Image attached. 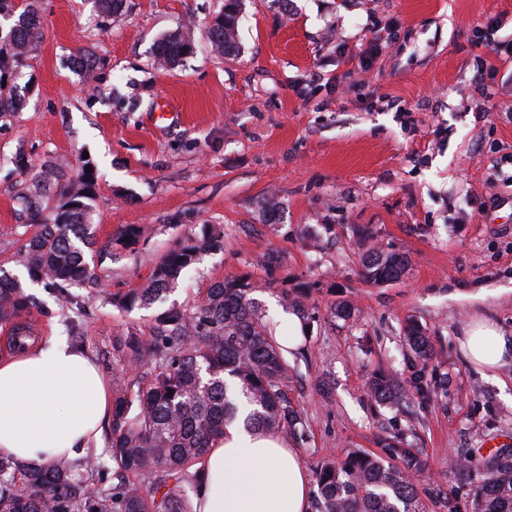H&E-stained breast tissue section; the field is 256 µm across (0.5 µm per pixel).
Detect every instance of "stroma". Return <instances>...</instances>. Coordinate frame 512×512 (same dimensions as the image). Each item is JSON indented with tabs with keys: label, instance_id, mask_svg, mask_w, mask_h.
Masks as SVG:
<instances>
[{
	"label": "stroma",
	"instance_id": "stroma-1",
	"mask_svg": "<svg viewBox=\"0 0 512 512\" xmlns=\"http://www.w3.org/2000/svg\"><path fill=\"white\" fill-rule=\"evenodd\" d=\"M29 2L44 38L17 81L25 108L0 119V269L18 273L36 232L16 196L44 164L96 176L98 279L66 311L53 289L29 286L36 342L76 339L111 375L113 337L150 335L155 311L110 297L215 227L222 248L169 298L191 305L247 278L280 336L285 297L301 301L288 399L306 422L291 446L308 476L353 451L389 459L393 444L425 464L421 512H471L475 474L449 459L512 448V355L484 368L460 346L479 318L512 336V58L490 50L512 36V0H245L228 56L207 40L224 0H124L108 18L94 0ZM178 29L193 54L156 67L158 41ZM79 50L92 75L74 64ZM491 57L506 85L489 103L473 75ZM164 99L174 116L153 122ZM131 226L148 232L122 244ZM375 249L407 258L399 280L364 279ZM340 302L349 317L334 315ZM412 322L434 348L428 394L392 407L369 383L410 380Z\"/></svg>",
	"mask_w": 512,
	"mask_h": 512
}]
</instances>
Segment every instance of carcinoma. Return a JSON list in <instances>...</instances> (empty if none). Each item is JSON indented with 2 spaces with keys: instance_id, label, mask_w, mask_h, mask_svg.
I'll list each match as a JSON object with an SVG mask.
<instances>
[{
  "instance_id": "cac0c4a2",
  "label": "carcinoma",
  "mask_w": 512,
  "mask_h": 512,
  "mask_svg": "<svg viewBox=\"0 0 512 512\" xmlns=\"http://www.w3.org/2000/svg\"><path fill=\"white\" fill-rule=\"evenodd\" d=\"M242 6L243 0H224L209 30L213 52H236ZM0 18L13 21L8 37L0 36L1 83L20 73L44 29L33 9L15 0H0ZM191 49V35L174 31L157 44V62L172 67ZM23 106L16 86L0 87L1 119ZM58 169L43 170L18 197L26 223L38 232L18 250L23 276L0 275V323H13L17 348H25L30 336L18 319L34 308L23 280L57 289L65 308L74 302L71 288L96 278L86 259L95 244L89 204L94 174L83 169L63 182ZM222 245L221 232L205 227L201 239L169 251L147 284L112 298V305L125 312L157 309L149 338L132 333L112 342L121 369L112 377L107 445L118 483L87 489L98 468L88 459L78 466L59 459L25 467L0 455V512H193V495L204 476L200 464L237 418L239 399L252 406L247 424L253 428L306 438L305 421L286 394L292 378L288 345L273 336L271 319L251 297L249 281L218 283L189 308L167 303L166 295L198 255ZM404 270L398 255L375 252L367 256L363 276L386 283ZM406 338L416 357L425 363L431 359L428 337L412 327ZM370 387L379 401L398 406L425 396L428 384L420 372L407 386L380 375ZM400 460L387 465L354 451L341 463L326 464L317 475V512H418L410 474L424 464L403 448ZM477 466L474 512H512V451L500 448Z\"/></svg>"
}]
</instances>
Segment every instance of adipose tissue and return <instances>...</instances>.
I'll return each mask as SVG.
<instances>
[{
	"mask_svg": "<svg viewBox=\"0 0 512 512\" xmlns=\"http://www.w3.org/2000/svg\"><path fill=\"white\" fill-rule=\"evenodd\" d=\"M462 350L479 366L496 365L507 338L479 319ZM112 406L108 383L84 351L55 339L0 358V454L45 463L99 443ZM207 477L195 512H310L311 485L297 452L277 435L229 427L205 457Z\"/></svg>",
	"mask_w": 512,
	"mask_h": 512,
	"instance_id": "ef3b65f1",
	"label": "adipose tissue"
}]
</instances>
